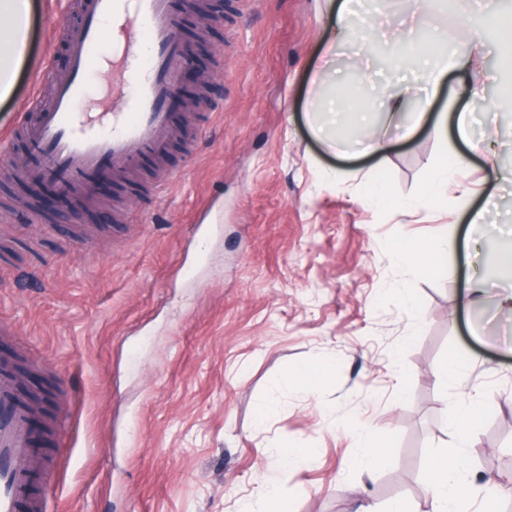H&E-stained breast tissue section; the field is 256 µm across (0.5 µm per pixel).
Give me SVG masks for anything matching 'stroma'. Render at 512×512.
<instances>
[{
  "mask_svg": "<svg viewBox=\"0 0 512 512\" xmlns=\"http://www.w3.org/2000/svg\"><path fill=\"white\" fill-rule=\"evenodd\" d=\"M35 14L0 124L26 109L30 89L57 61L76 0H34ZM199 63L210 87L186 134L173 118L164 157L141 162L127 187L108 181L91 210L36 217L12 206L18 186L0 174V322L43 356L32 384L53 376L56 398L35 425L60 419L47 455L59 467L50 512H240L261 472H279V444L304 449L279 472L288 512H352L355 503L405 500L432 512L429 465L451 451L448 419L469 400L484 406L465 458L485 450L512 475V317L497 298L512 271V104L497 93L512 74L488 37L474 75L490 90L474 110L495 165L471 153L462 180L473 193L417 207L442 144L430 126L413 138L387 127L383 158L359 156L347 120L313 131L312 101L362 102L379 113L366 44L335 41L328 0H216ZM406 0H358L351 19L412 39ZM326 75L313 85L312 72ZM386 183L408 209L368 203ZM489 208L482 224L468 210ZM458 248L437 268L396 263L394 244L430 249L447 233ZM38 274H31L34 264ZM480 273L484 303L459 291ZM419 315L408 313L404 295ZM468 369L466 389L438 385L443 359ZM329 362L317 391L293 375ZM275 412L264 426L262 404ZM387 458L349 468L353 426Z\"/></svg>",
  "mask_w": 512,
  "mask_h": 512,
  "instance_id": "obj_1",
  "label": "stroma"
}]
</instances>
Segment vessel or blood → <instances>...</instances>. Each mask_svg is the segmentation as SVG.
I'll use <instances>...</instances> for the list:
<instances>
[{
	"label": "vessel or blood",
	"instance_id": "obj_1",
	"mask_svg": "<svg viewBox=\"0 0 512 512\" xmlns=\"http://www.w3.org/2000/svg\"><path fill=\"white\" fill-rule=\"evenodd\" d=\"M78 8L83 27L69 43V80L52 85L45 103L40 91H33L37 112L1 129L0 147L24 135L28 151L21 163L34 179L78 185L89 193L95 172L104 166L119 175L164 147L171 125L165 101L174 91L183 51L171 0H79ZM108 18L116 23L118 36L108 65L126 95L113 112L80 113L75 105L101 58V23ZM144 37L153 49L146 66L135 54ZM32 417L11 376L9 357H0V512H48L52 463L33 446Z\"/></svg>",
	"mask_w": 512,
	"mask_h": 512
}]
</instances>
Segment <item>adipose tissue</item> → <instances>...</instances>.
Instances as JSON below:
<instances>
[{"mask_svg":"<svg viewBox=\"0 0 512 512\" xmlns=\"http://www.w3.org/2000/svg\"><path fill=\"white\" fill-rule=\"evenodd\" d=\"M32 14L31 0H0V16L13 19L9 28H0V98L14 89L17 68L27 45ZM499 35L498 57L502 68L512 72V14L503 12L499 0H485L484 24L475 28L469 54L458 57L448 52L446 30L436 28L430 39L405 44L389 41L387 52L397 64L410 65L411 78L387 80L379 94V105L391 123L413 133L422 123L432 100L440 93L448 72H467L472 58L484 55L487 31ZM472 113L463 110L454 115L439 113L432 123L434 136L444 144L442 156L433 163L423 188L422 202L435 205L442 201L450 184L461 173L458 144L479 151L480 142L471 134ZM466 469L463 457L448 455L430 466V486L435 512H470L471 491L461 480Z\"/></svg>","mask_w":512,"mask_h":512,"instance_id":"adipose-tissue-1","label":"adipose tissue"}]
</instances>
